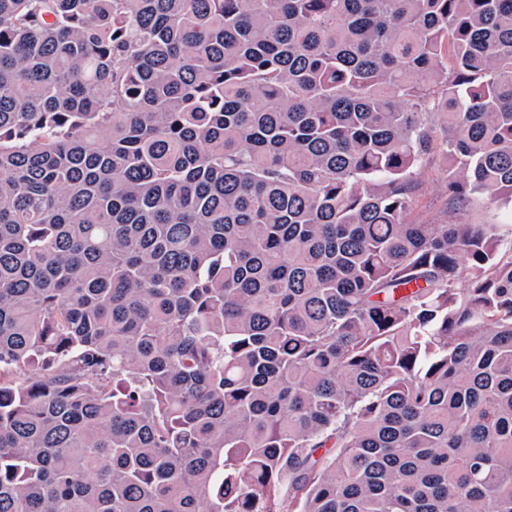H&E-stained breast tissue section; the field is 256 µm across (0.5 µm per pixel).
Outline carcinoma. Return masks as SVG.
Wrapping results in <instances>:
<instances>
[{
    "instance_id": "carcinoma-1",
    "label": "carcinoma",
    "mask_w": 512,
    "mask_h": 512,
    "mask_svg": "<svg viewBox=\"0 0 512 512\" xmlns=\"http://www.w3.org/2000/svg\"><path fill=\"white\" fill-rule=\"evenodd\" d=\"M512 0H0V512H512ZM443 171V156L437 148L421 170L410 219L426 224H446L455 221L493 224L500 234L511 235L512 218L507 208L490 205L485 200L476 198L465 211H452L448 204V193L442 182Z\"/></svg>"
}]
</instances>
